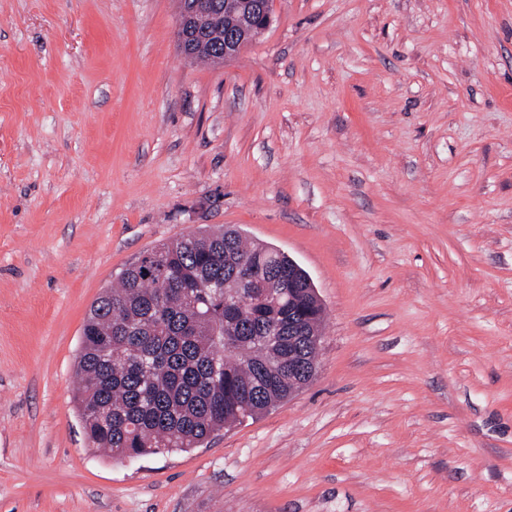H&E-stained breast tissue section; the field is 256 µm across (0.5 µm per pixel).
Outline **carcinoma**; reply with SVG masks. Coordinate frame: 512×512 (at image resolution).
Instances as JSON below:
<instances>
[{"instance_id": "cac0c4a2", "label": "carcinoma", "mask_w": 512, "mask_h": 512, "mask_svg": "<svg viewBox=\"0 0 512 512\" xmlns=\"http://www.w3.org/2000/svg\"><path fill=\"white\" fill-rule=\"evenodd\" d=\"M238 14L221 10L194 41L192 58L224 61V33ZM288 256L248 244L234 230L201 231L142 253L91 306L83 326L75 401L93 448L118 459L195 448L230 422L254 417L288 398L302 375L288 361L317 356L318 346L288 329L293 312L319 331L322 305L308 284L257 279L218 291L233 265ZM239 306L224 308V297Z\"/></svg>"}]
</instances>
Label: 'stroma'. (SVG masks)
Returning a JSON list of instances; mask_svg holds the SVG:
<instances>
[{"label": "stroma", "instance_id": "35a3bbf8", "mask_svg": "<svg viewBox=\"0 0 512 512\" xmlns=\"http://www.w3.org/2000/svg\"><path fill=\"white\" fill-rule=\"evenodd\" d=\"M176 0H0V512H512V0H273L214 66ZM230 226L324 308L318 371L115 461L84 318Z\"/></svg>", "mask_w": 512, "mask_h": 512}]
</instances>
